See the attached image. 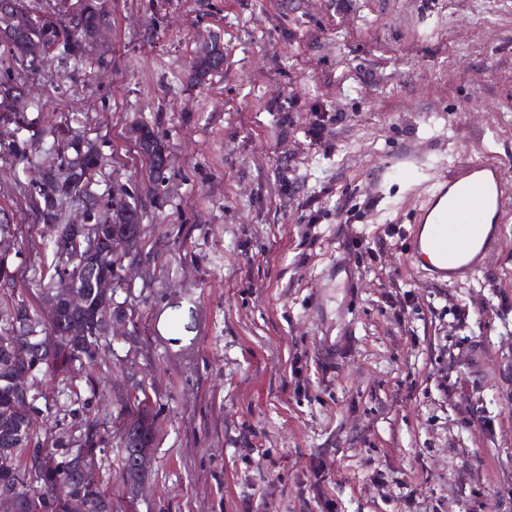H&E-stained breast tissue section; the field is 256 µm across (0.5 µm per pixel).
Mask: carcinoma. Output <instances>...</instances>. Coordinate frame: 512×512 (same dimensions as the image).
<instances>
[{
	"label": "carcinoma",
	"mask_w": 512,
	"mask_h": 512,
	"mask_svg": "<svg viewBox=\"0 0 512 512\" xmlns=\"http://www.w3.org/2000/svg\"><path fill=\"white\" fill-rule=\"evenodd\" d=\"M17 7L8 15L0 14V46L12 58L27 69L37 71L45 64L43 55L53 46L63 49V55L81 59L90 41L96 37L99 27L106 24V14L100 0H81L79 12L54 24L39 25L34 15L42 9L32 8L27 0H14ZM224 64V53L213 49L204 52L194 64L197 78L218 70ZM21 88L14 82L11 70H0V98L14 104L11 112L0 113V125L14 127L15 139L5 151L18 163L28 159L27 153L36 144L40 130L33 129L26 109L18 103ZM73 154L58 156V162L42 173L38 189L29 192V205L35 218L49 225L54 236L46 243L57 264L53 265L55 285L65 288L79 278L75 266L61 262V250L66 248L71 227L63 223L57 203L64 198H73L88 212L100 207L98 197L91 191L92 179L101 165V157L91 146L86 148L72 142ZM131 194L123 190L112 198V224L105 234L102 258L104 272L120 278L119 271L127 258H136L139 243L132 249L119 253L112 250V236H123L129 232L143 235L142 213L132 209L127 198ZM87 308L73 311L64 308L56 322L49 325L46 335H41L38 314L30 311L26 304L15 303L0 310V322L8 316L11 328L0 329V485L15 481V470L27 462L30 449L39 447V437L33 428L17 412L15 400L18 390L14 388V376L21 370L36 366L38 373L61 375L68 373L73 364L83 360H94L106 339L102 330L112 326L119 318L118 310L92 289H86ZM39 334L30 339L26 347L14 344L17 335ZM157 427L149 406L140 401L136 416L130 418L120 439L121 477L128 494H137L138 486L145 481L147 473L136 461L143 451L154 447ZM85 442H70L57 439L52 443L54 453L63 467L55 472H44L39 479L22 483L16 489V512H112V499L97 485H92L94 455L79 458L70 454V449L87 445L92 447L93 438H98L100 447L107 440L101 436L99 423L86 420Z\"/></svg>",
	"instance_id": "carcinoma-1"
}]
</instances>
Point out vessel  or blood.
Here are the masks:
<instances>
[{
  "label": "vessel or blood",
  "mask_w": 512,
  "mask_h": 512,
  "mask_svg": "<svg viewBox=\"0 0 512 512\" xmlns=\"http://www.w3.org/2000/svg\"><path fill=\"white\" fill-rule=\"evenodd\" d=\"M512 211V177L486 157L457 165L443 188L419 211L410 256L427 274L457 278L483 267L500 246L489 220Z\"/></svg>",
  "instance_id": "obj_1"
}]
</instances>
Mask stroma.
Segmentation results:
<instances>
[{"mask_svg": "<svg viewBox=\"0 0 512 512\" xmlns=\"http://www.w3.org/2000/svg\"><path fill=\"white\" fill-rule=\"evenodd\" d=\"M102 4L82 60L0 55L45 131L23 169L0 152V303L46 312L27 189L52 125L105 157L101 205L128 190L146 227L109 347L33 385L57 399L42 444L98 420L114 512H512V215L457 281L409 260L456 165L512 172V0ZM215 42L223 67L195 79ZM141 395L159 434L131 500L118 441Z\"/></svg>", "mask_w": 512, "mask_h": 512, "instance_id": "1", "label": "stroma"}]
</instances>
